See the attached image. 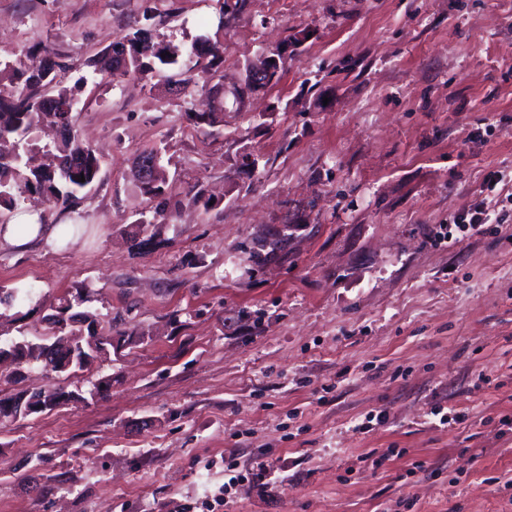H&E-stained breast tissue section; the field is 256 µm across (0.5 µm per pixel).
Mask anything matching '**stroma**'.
<instances>
[{"label":"stroma","mask_w":512,"mask_h":512,"mask_svg":"<svg viewBox=\"0 0 512 512\" xmlns=\"http://www.w3.org/2000/svg\"><path fill=\"white\" fill-rule=\"evenodd\" d=\"M143 28L222 42L228 89L288 58L198 127L204 96L166 67H88ZM42 47L70 65L74 133L105 163L84 236L0 246V286L24 294L0 341L46 333L81 292L112 350L0 381L1 398L72 395L0 425V512H512V216L431 240L503 206L484 180L512 174V0H246L234 18L216 0H0V57ZM151 148L172 202L137 230ZM199 184L213 207L191 204ZM230 455L279 481L225 490ZM277 57L276 59L278 60L279 62V67L277 68L278 69V73L274 72L276 71V69L274 68V65L276 64L278 66V62L276 60H274V62H270V59L268 58L262 67L260 68H257V69H253V73L255 74V79H259L263 76H267V79L266 80H263L265 79V77H263L260 81L261 82H258V81H254L253 83H251V85L249 87H246L245 85H242V88L244 90V96H245V99L248 98L249 94H250V89L255 87V86H260L261 84L263 83H266L268 79H272V81L275 80V82H277L279 79H280V74L283 70V67H284V64L282 63V66L280 65V60H281V57H282V53L280 52H276V53H273L270 58H275ZM272 74V76H271ZM276 76V78H275ZM263 80V81H262ZM502 217L496 215L492 221V214L482 205L476 206L465 215L454 217L452 224L462 232H470L471 235H481L491 230L487 224H502ZM487 226V227H486Z\"/></svg>","instance_id":"35a3bbf8"}]
</instances>
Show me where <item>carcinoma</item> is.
<instances>
[{"label": "carcinoma", "instance_id": "carcinoma-1", "mask_svg": "<svg viewBox=\"0 0 512 512\" xmlns=\"http://www.w3.org/2000/svg\"><path fill=\"white\" fill-rule=\"evenodd\" d=\"M166 57H161V54ZM112 76H146L156 64L175 67L181 83L191 84L189 75L198 71L209 76L204 86L209 100L224 96V84L217 80L223 64V48L207 37L196 39L185 51L169 42L154 41L139 30L110 47ZM66 65L54 60L52 54L25 55L13 60H0V78L7 75L21 85L19 96L9 102L0 101V209H14L26 194L48 198L63 209L79 205V194L101 181L102 158L89 146L83 145L73 133H65L72 126V112L78 100L72 91L62 86ZM48 123L60 130L61 141L45 150L49 162L39 166L30 164L27 152L20 144L35 146V133L40 125ZM147 154L159 161L148 183H141L144 195L151 199H166L169 182L161 164V151L151 149ZM85 181H78V176ZM88 298L81 294L59 298L55 313L48 315L52 328L45 335L21 336L0 348L12 355L18 370L7 374L9 380L25 367H40L54 372L60 366H69L76 373L90 362L105 357L112 347V336L97 331L98 314L85 308ZM45 396L60 403L66 394L55 387L27 393L19 392L0 398V422L24 418L18 412L23 399Z\"/></svg>", "mask_w": 512, "mask_h": 512}]
</instances>
